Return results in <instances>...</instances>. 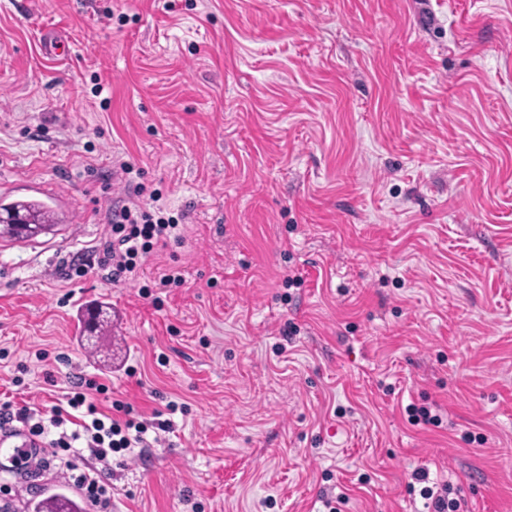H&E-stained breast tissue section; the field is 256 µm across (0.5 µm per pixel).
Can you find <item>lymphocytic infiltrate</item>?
<instances>
[{
	"label": "lymphocytic infiltrate",
	"mask_w": 512,
	"mask_h": 512,
	"mask_svg": "<svg viewBox=\"0 0 512 512\" xmlns=\"http://www.w3.org/2000/svg\"><path fill=\"white\" fill-rule=\"evenodd\" d=\"M144 194V186L136 185L134 201L112 211L110 233L98 257L99 267L108 270L112 281L136 276L142 256L158 243L170 239L178 229L173 218L164 216L160 208L144 201ZM106 390V385L97 380H78L65 404L52 406L46 415L25 405L16 407L2 403L0 428L18 422L37 442L48 443L66 457L78 456L85 447L91 456L105 463L113 454L147 447L149 429L168 430L167 421H151L134 414L131 406L120 400L113 401L112 413H104L98 408L95 397Z\"/></svg>",
	"instance_id": "obj_1"
}]
</instances>
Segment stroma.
Instances as JSON below:
<instances>
[{
	"label": "stroma",
	"instance_id": "stroma-1",
	"mask_svg": "<svg viewBox=\"0 0 512 512\" xmlns=\"http://www.w3.org/2000/svg\"><path fill=\"white\" fill-rule=\"evenodd\" d=\"M138 182L179 237L115 282ZM36 195L65 205L0 238V399L178 406L112 512H424L417 471L512 512V0H0V197ZM109 305V304H107ZM88 306L78 319L80 334L93 340L92 347L101 367L112 368V306Z\"/></svg>",
	"mask_w": 512,
	"mask_h": 512
}]
</instances>
